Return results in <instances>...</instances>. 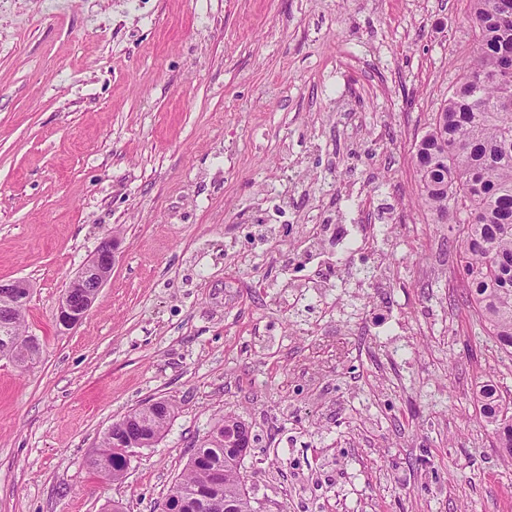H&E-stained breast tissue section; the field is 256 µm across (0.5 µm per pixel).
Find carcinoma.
<instances>
[{"instance_id": "1", "label": "carcinoma", "mask_w": 512, "mask_h": 512, "mask_svg": "<svg viewBox=\"0 0 512 512\" xmlns=\"http://www.w3.org/2000/svg\"><path fill=\"white\" fill-rule=\"evenodd\" d=\"M475 57L452 86L415 143L421 200L437 219L458 227L460 273L476 321L512 361V72L501 68L512 45V0H470ZM507 408L488 389L481 415L496 431L499 447L512 457ZM174 415L142 416L132 410L123 435L142 431L160 439ZM215 437L202 441L186 470L169 488L162 512H255L242 457L251 450V432L241 420L224 416ZM102 478L119 482L129 465L107 432L91 458Z\"/></svg>"}]
</instances>
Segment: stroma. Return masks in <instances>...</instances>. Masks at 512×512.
Segmentation results:
<instances>
[{
  "label": "stroma",
  "instance_id": "stroma-1",
  "mask_svg": "<svg viewBox=\"0 0 512 512\" xmlns=\"http://www.w3.org/2000/svg\"><path fill=\"white\" fill-rule=\"evenodd\" d=\"M467 0H0V279L31 286L30 369L0 358V512H160L228 414L261 512H512L480 390L512 361L472 316L414 144L477 51ZM387 224L338 255L314 224ZM84 321L56 305L102 237ZM391 271L382 291L353 285ZM329 278L319 305L291 286ZM175 415L122 482L125 414ZM122 237L118 227L112 229V235L105 236L100 242L94 256L84 265L72 280L71 285L90 288V294L84 295L82 304H75L70 296L65 295L59 302L54 321L59 329L69 330L79 325L90 311L101 288L107 282L116 262ZM80 288H67L76 300H81ZM119 446L120 448L113 447L112 428H110L91 458L93 469L108 481H122L124 472L130 463L123 454L125 446Z\"/></svg>",
  "mask_w": 512,
  "mask_h": 512
}]
</instances>
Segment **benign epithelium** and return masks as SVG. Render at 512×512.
<instances>
[{
  "label": "benign epithelium",
  "mask_w": 512,
  "mask_h": 512,
  "mask_svg": "<svg viewBox=\"0 0 512 512\" xmlns=\"http://www.w3.org/2000/svg\"><path fill=\"white\" fill-rule=\"evenodd\" d=\"M121 241L120 229H112V234L102 239L94 256L77 272L72 284L90 289V294L84 295L79 305L68 295L61 299L54 316L57 328L72 329L87 316L112 272ZM28 288L29 284L23 280H0V297L4 298V303L0 304V330L3 335L14 337L16 344L33 349L40 346L38 337L27 334L16 337L13 331L15 313L26 305Z\"/></svg>",
  "instance_id": "1"
}]
</instances>
